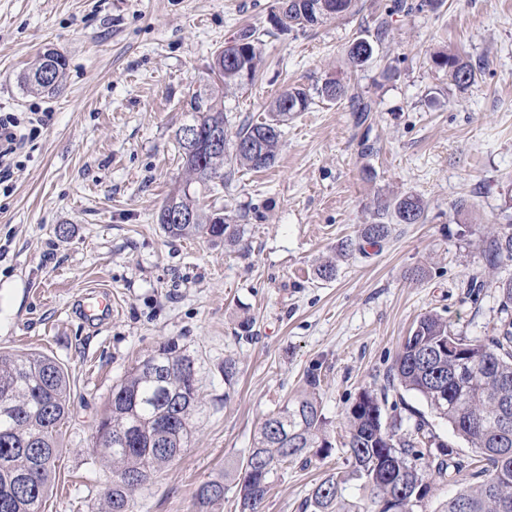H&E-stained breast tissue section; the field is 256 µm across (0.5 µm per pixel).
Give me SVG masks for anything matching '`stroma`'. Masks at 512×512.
Wrapping results in <instances>:
<instances>
[{
    "label": "stroma",
    "mask_w": 512,
    "mask_h": 512,
    "mask_svg": "<svg viewBox=\"0 0 512 512\" xmlns=\"http://www.w3.org/2000/svg\"><path fill=\"white\" fill-rule=\"evenodd\" d=\"M420 2L354 0L345 16L282 32L278 0H0V113L41 120L10 160L11 191L0 189V354L52 357L71 383L41 512H98L112 470L92 444L112 388L171 342L195 357L204 406L182 455L136 491L134 512H194L197 487L237 465L311 377L334 449L278 469L260 512H302L323 475L344 470L346 412L366 388L386 394L384 422L406 433L426 421L473 458L387 375L423 314L482 341L504 318L495 283L512 277V260L488 268L481 246L512 191V0ZM245 27L260 35L261 65L223 99L229 132L289 88L312 102L283 125L273 167L233 171L218 195H201L240 216L239 244L168 237L156 216L179 184L186 102L211 90L213 53ZM360 38L374 54L355 69L347 51ZM48 49L65 58V78L28 92L20 77ZM444 53L475 68L472 86L432 62ZM332 79L348 93L330 103L318 91ZM360 101L372 107L365 129ZM406 193L423 200V223L341 254L372 222L376 196ZM328 260L336 273L324 280ZM98 292L112 316L91 326L76 304Z\"/></svg>",
    "instance_id": "1"
}]
</instances>
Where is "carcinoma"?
<instances>
[{"label": "carcinoma", "instance_id": "1", "mask_svg": "<svg viewBox=\"0 0 512 512\" xmlns=\"http://www.w3.org/2000/svg\"><path fill=\"white\" fill-rule=\"evenodd\" d=\"M325 2L330 8L324 13L317 8L320 0H283L282 12L274 15L275 25L282 29L313 26L352 6V0ZM257 43L256 30L244 28L234 39V62L226 61L224 49L214 54L210 70L221 93L255 77ZM348 56L353 67H362L372 59L373 46L365 38L358 39ZM434 63L448 68L460 87L475 83L473 67L455 54ZM65 66L62 55L46 52L21 76V83L32 92H52L59 87ZM346 93L345 86L334 80L319 90V96L328 102L340 100ZM309 105L304 89L284 91L269 103L262 118L238 129L229 154L210 149L211 135L226 131L224 107L211 95H192L191 123L200 126V133L193 144L176 134L183 173L181 183L157 214L165 233L171 238L195 237L235 245L241 237L239 225L219 209H202L198 195L224 187L226 163L255 171L272 167L281 150V126ZM248 142L259 144L258 153L239 148ZM170 208L193 214V222L166 221L164 212ZM424 213L422 200L413 194L378 197L374 221L363 225L359 242L346 244L344 251L381 245L391 232L388 218L397 224H419ZM483 253L491 268L512 259V234L488 235ZM451 335L460 347L454 359L440 353ZM195 372V359L173 342L112 388L108 413L99 423L95 441L118 474V480L104 490V512H133V493L139 484L127 476H147L173 461L185 447L203 402ZM389 378L390 385L422 397L457 437L474 448L479 454L477 465L454 455V449L423 421L408 435L399 434L396 424H384L381 398L367 389L347 411L344 447L350 469L321 478L305 507L311 512H427L428 500L417 505L414 494L407 490L423 486L429 492L438 481L456 486L440 512H512V321L503 325L498 335L479 341L453 334L441 316L427 313L406 337ZM69 399V374L58 362L37 353L0 358V403L12 406L9 412H0V512H40ZM327 425L322 401L314 391L285 401L266 416L253 448L235 469L233 484L241 512H258L269 492L271 476L283 465L312 456L328 457L332 443ZM118 431L125 432L126 442L116 447L112 435ZM470 467L473 472L461 477ZM350 482L357 490L354 501L343 495ZM227 491L224 476L202 483L194 496L195 512H214Z\"/></svg>", "mask_w": 512, "mask_h": 512}]
</instances>
